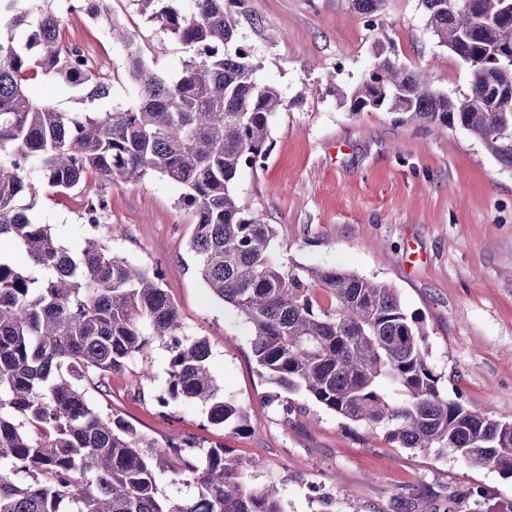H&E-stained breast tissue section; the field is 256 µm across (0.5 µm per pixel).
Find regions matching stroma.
I'll return each instance as SVG.
<instances>
[{
  "instance_id": "35a3bbf8",
  "label": "stroma",
  "mask_w": 512,
  "mask_h": 512,
  "mask_svg": "<svg viewBox=\"0 0 512 512\" xmlns=\"http://www.w3.org/2000/svg\"><path fill=\"white\" fill-rule=\"evenodd\" d=\"M62 13L66 40L110 64L112 95L100 110L128 105L127 47L113 42L111 22L137 34L136 46L172 75L184 47L143 15L136 0H99L97 18ZM235 42L247 46L259 83L285 106L272 119L265 163L243 169L234 190L240 206L274 225L272 255L282 270L335 267L397 288L408 312L428 331L429 362L443 391L477 414L512 421V168L468 132L437 136L401 125L384 111L350 112L345 93L374 63L389 37L398 61L426 73L438 91L467 92L471 74L440 46L421 0H386L368 17L351 0H242ZM108 201L103 224L83 221L86 193L40 190L37 219L59 242L80 250L96 233L112 251L161 270L183 333L206 338L210 369L226 397L245 406L248 432L204 427L199 405L170 403L159 412L150 395L165 378L168 351L154 342L112 374V407L157 440L192 433L224 445L252 464L251 482L275 484L283 512H478L465 495L512 504V478L472 468L451 454L396 448L381 430L346 423L311 405L310 425L287 422L274 385L262 381L251 355L249 324L215 299L185 248L192 217L182 190L149 174L132 184L97 186Z\"/></svg>"
}]
</instances>
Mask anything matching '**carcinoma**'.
Returning <instances> with one entry per match:
<instances>
[{"label": "carcinoma", "mask_w": 512, "mask_h": 512, "mask_svg": "<svg viewBox=\"0 0 512 512\" xmlns=\"http://www.w3.org/2000/svg\"><path fill=\"white\" fill-rule=\"evenodd\" d=\"M189 56L170 77L133 49L135 33L112 23L130 48V107L69 110L33 99L37 75L62 81L81 102L110 96L112 75L86 68L62 37V18L33 0H0V237L28 256L22 270L0 256V512H282L277 492L250 484V467L195 434L158 443L122 412L100 410L107 393L156 340H167L166 380L156 395L200 403L210 426L248 430L246 407L224 397L205 339L180 337L182 322L159 271L112 252L96 236L72 252L33 217L39 190L57 193L136 182L157 174L184 189L193 216L188 242L210 293L250 325L258 375L276 385L287 420L308 416L303 394L349 424L384 431L399 448H437L473 467L512 477V422L479 415L446 397L428 361L427 331L385 282L330 267L284 274L272 224L239 205L234 184L262 166L281 94L256 79L250 51L234 40L239 0H136ZM422 0L438 43L470 68L512 30L503 0ZM375 44L376 62L348 95L349 110H383L402 125L462 129L512 167V63L471 77L450 97L428 75ZM394 395H388V391ZM167 481L193 490L161 492Z\"/></svg>", "instance_id": "obj_1"}]
</instances>
